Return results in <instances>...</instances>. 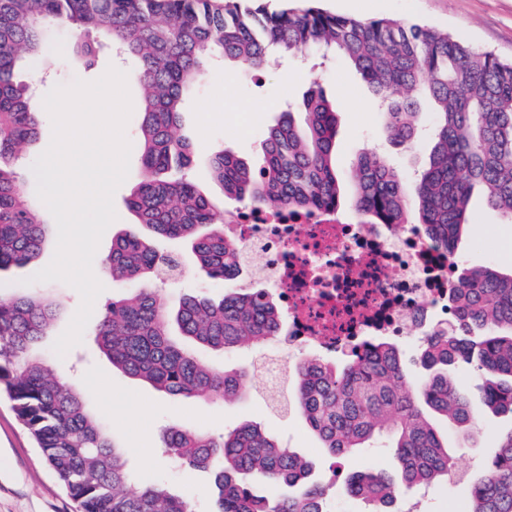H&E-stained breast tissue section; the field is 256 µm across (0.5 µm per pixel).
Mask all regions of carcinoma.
Wrapping results in <instances>:
<instances>
[{"label": "carcinoma", "instance_id": "obj_1", "mask_svg": "<svg viewBox=\"0 0 512 512\" xmlns=\"http://www.w3.org/2000/svg\"><path fill=\"white\" fill-rule=\"evenodd\" d=\"M60 29L71 35L72 54L87 69L109 48L137 64L141 175L128 206L146 233L113 239L104 270L141 287L105 304L94 339L115 368L172 397L238 398L247 373L205 363L190 344L222 353L262 345L277 326V305L262 288L220 299L187 295L170 309L154 286L159 278H177L180 269L158 251L157 240L187 244L205 279L233 281L242 272L235 246L224 242V210L185 172L195 153L175 133L190 88L214 62L259 74L274 60L314 55L325 66L341 56L385 105L388 139L402 148L415 143L422 100L431 103L438 121L428 167L407 181L379 153H363L350 199L357 212L407 224L414 211L430 241L450 253L468 223L474 186L512 218V62L446 31L314 7L267 13L218 0H0V271L34 263L47 242L45 221L12 165L39 126L33 92L17 73L24 60L44 54L48 35ZM336 135V107L313 84L268 128L259 164L220 149L209 165L224 193L244 208L339 205L331 162ZM449 298L456 330L436 328L421 345L427 377L417 393L404 388L392 344L355 351L340 364L306 360L295 367L294 407L330 456L386 435L405 486L449 480L455 461L427 411L447 417L465 438L479 429L480 405L512 416V273L462 268L450 281ZM57 311L58 304L38 293L0 298V392L76 512H193L160 483L123 491L127 472L114 441L83 396L37 353ZM459 361L485 378L478 406L448 374ZM163 453L186 469L212 470L215 512H325L324 491L309 480L307 461L253 424L219 438L173 425ZM251 472L280 492L254 495L238 480ZM347 486L381 505L393 504L398 489L368 473L350 476ZM454 512H512V430Z\"/></svg>", "mask_w": 512, "mask_h": 512}]
</instances>
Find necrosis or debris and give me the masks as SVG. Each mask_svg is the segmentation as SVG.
Listing matches in <instances>:
<instances>
[{"mask_svg": "<svg viewBox=\"0 0 512 512\" xmlns=\"http://www.w3.org/2000/svg\"><path fill=\"white\" fill-rule=\"evenodd\" d=\"M224 238L281 302L284 360L266 367L267 385L279 384L285 359H333L383 339L416 343L448 313L453 261L421 225L369 224L331 205L242 208L227 216Z\"/></svg>", "mask_w": 512, "mask_h": 512, "instance_id": "necrosis-or-debris-1", "label": "necrosis or debris"}]
</instances>
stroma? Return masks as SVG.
I'll use <instances>...</instances> for the list:
<instances>
[{
	"label": "stroma",
	"instance_id": "35a3bbf8",
	"mask_svg": "<svg viewBox=\"0 0 512 512\" xmlns=\"http://www.w3.org/2000/svg\"><path fill=\"white\" fill-rule=\"evenodd\" d=\"M315 5L332 14L361 20L393 19L426 24L447 31L473 49L491 51L501 59L512 60V0H315ZM68 41L66 33H59L46 54L31 60L22 70V79L34 90L35 102H42L55 85H68L77 79L96 80L111 66L123 71L129 68L126 60L112 53L100 60L96 71L72 67L68 62ZM314 83L336 102L339 133L334 164L344 197H351L354 192L355 163L366 150H382L390 164L409 179L427 166L431 140L421 138L409 149L388 144L384 117L373 102L371 87L340 57L324 70L291 64L269 71L257 80L237 70L225 73L220 64L211 67L191 88L176 130L177 135L189 139L195 150L196 161L189 171L191 179L225 211L235 210L236 200L226 196L212 176L211 155L223 148L241 159H254L267 127L278 119L284 103L301 100ZM138 122V113H131L125 127V136L131 144L129 174L114 194L117 218L100 241L95 254L100 261L107 256L117 235L138 229L137 218L128 207L141 170ZM47 227L48 242L35 265L0 273V297L24 291V279L51 262L56 250L57 226L51 220ZM506 228L500 213L486 204L481 193H474L469 222L456 245V256L462 265L490 266L503 273L512 271V259L504 254L501 245V234ZM162 247L180 258L185 271L184 278L162 288L161 297L167 305H177L187 293L217 298L231 289L241 288L238 280L219 283L199 277L194 258L182 242L166 241ZM40 288L59 304L60 312L43 336L39 351L51 361L59 376L82 394L89 410L120 446L132 477L130 489L160 481L187 499L195 512H213L215 493L211 473L175 467L160 455L162 436L175 423L216 436L244 423L257 425L309 463L311 480L325 490L327 512H372V503L348 495L345 479L349 474H381L400 481V469L388 449L356 448L344 457H331L321 448L297 409L271 402L262 366L266 358L276 354L275 345L242 347L223 353L200 350V357L216 367L249 372L247 388L236 401L225 404L174 398L113 367L91 340L105 303L134 290V282L108 281L94 303V316L84 330L81 343L62 358L54 352L53 344L67 328L81 298L73 287L60 281L41 283ZM433 424L447 439L449 451L456 455L460 476L453 482L442 479L422 490L408 492L406 501L416 504L421 512H452L456 501L468 494L472 483L497 453L498 438L512 429V418L482 409L479 432L465 442L459 440L455 427L444 418L434 417ZM0 512H75L74 503L41 463L37 448L6 401L0 402Z\"/></svg>",
	"mask_w": 512,
	"mask_h": 512
}]
</instances>
